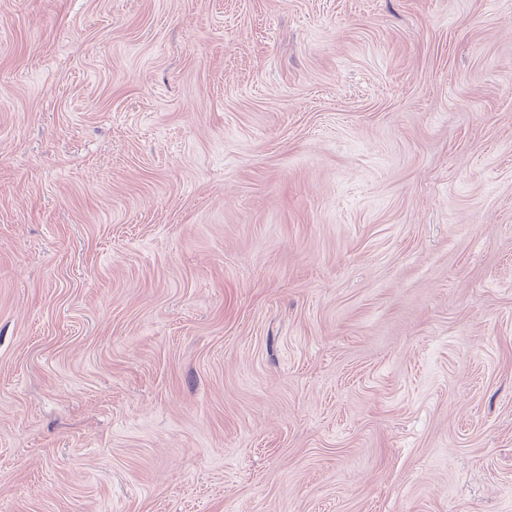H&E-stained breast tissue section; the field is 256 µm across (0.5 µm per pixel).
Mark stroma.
<instances>
[{
  "label": "stroma",
  "instance_id": "1",
  "mask_svg": "<svg viewBox=\"0 0 512 512\" xmlns=\"http://www.w3.org/2000/svg\"><path fill=\"white\" fill-rule=\"evenodd\" d=\"M0 512H512V0H0Z\"/></svg>",
  "mask_w": 512,
  "mask_h": 512
}]
</instances>
